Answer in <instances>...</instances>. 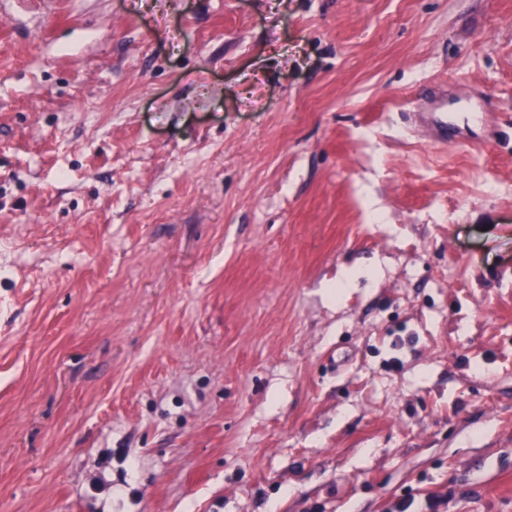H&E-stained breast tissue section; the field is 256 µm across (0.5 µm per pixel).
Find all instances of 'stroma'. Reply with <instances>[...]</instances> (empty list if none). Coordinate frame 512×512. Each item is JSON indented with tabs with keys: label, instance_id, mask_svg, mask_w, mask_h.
<instances>
[{
	"label": "stroma",
	"instance_id": "35a3bbf8",
	"mask_svg": "<svg viewBox=\"0 0 512 512\" xmlns=\"http://www.w3.org/2000/svg\"><path fill=\"white\" fill-rule=\"evenodd\" d=\"M432 495L512 512V0H0V512Z\"/></svg>",
	"mask_w": 512,
	"mask_h": 512
}]
</instances>
